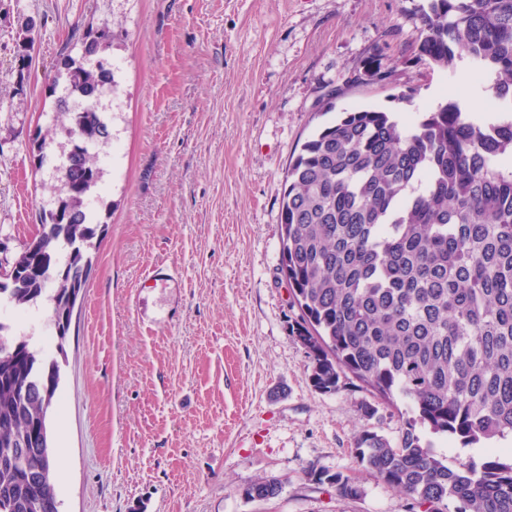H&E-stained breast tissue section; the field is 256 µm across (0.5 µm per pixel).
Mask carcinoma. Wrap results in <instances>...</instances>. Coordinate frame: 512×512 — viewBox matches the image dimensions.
I'll list each match as a JSON object with an SVG mask.
<instances>
[{
    "label": "carcinoma",
    "mask_w": 512,
    "mask_h": 512,
    "mask_svg": "<svg viewBox=\"0 0 512 512\" xmlns=\"http://www.w3.org/2000/svg\"><path fill=\"white\" fill-rule=\"evenodd\" d=\"M414 61L493 79L499 119L484 123L454 101L414 125L392 111L346 110L301 145L281 201L280 273L301 310L297 339L311 380L336 393L351 373L381 399L413 413L393 442L364 426L357 465L405 493L424 512H512V449L481 469L456 471L421 443L418 429L464 445L512 437V0H424ZM112 28H89L81 60L67 58L63 86L92 102L112 70L87 64ZM61 170L57 207L11 262L0 300L25 310L46 296L54 314L87 285L82 266L101 242L85 198L100 178L87 138L111 137L98 113H82ZM66 259L58 263L56 248ZM0 322V512H59L47 414L59 386L57 360L4 335ZM316 480L347 499L359 480L321 470ZM283 481L245 485L271 500Z\"/></svg>",
    "instance_id": "carcinoma-1"
}]
</instances>
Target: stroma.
I'll list each match as a JSON object with an SVG mask.
<instances>
[{
  "instance_id": "35a3bbf8",
  "label": "stroma",
  "mask_w": 512,
  "mask_h": 512,
  "mask_svg": "<svg viewBox=\"0 0 512 512\" xmlns=\"http://www.w3.org/2000/svg\"><path fill=\"white\" fill-rule=\"evenodd\" d=\"M419 2L0 0V240L14 253L57 183L34 140L66 123L48 92L55 67L89 26H112L115 159L99 158L91 205L106 235L68 335L47 350L61 368L47 420L59 512H409L408 496L358 472L371 394L313 387L279 264L288 166L338 112L411 122L452 99L484 114L465 60L451 72L413 61ZM156 263L176 281L140 287ZM405 408L377 403L366 423L396 439ZM421 437L454 469L489 457ZM317 470L358 475L359 496L340 498ZM261 476L282 479L280 496L245 499Z\"/></svg>"
}]
</instances>
